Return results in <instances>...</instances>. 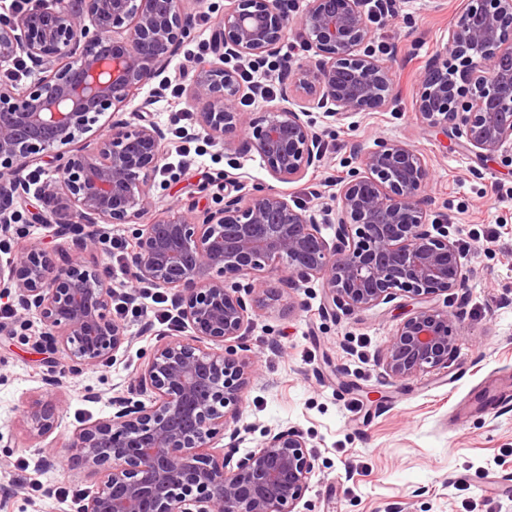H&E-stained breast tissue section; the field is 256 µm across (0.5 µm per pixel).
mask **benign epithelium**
I'll list each match as a JSON object with an SVG mask.
<instances>
[{
    "mask_svg": "<svg viewBox=\"0 0 512 512\" xmlns=\"http://www.w3.org/2000/svg\"><path fill=\"white\" fill-rule=\"evenodd\" d=\"M187 0H67L36 3L0 20V63L27 58L44 68L29 91L0 80V237L11 238L20 209L30 206L20 172L45 158L58 178L37 193L68 214L59 225L75 253L58 263L38 244L0 258V296L19 319L37 315L35 347L54 355L43 380L77 378L106 366L129 343L112 316L115 291L103 271L80 255L98 250L99 223L130 224V280L173 293L189 339L161 337L109 417L76 435L43 461L98 478L81 512H295L309 488L314 457L294 428L270 430L258 448L244 441L243 393L250 362L244 333L251 316L276 305L296 282L316 280L327 305L349 312L412 301L379 355L385 376L402 381L441 367L456 352L460 318L432 300L468 287V268L445 224H429L425 188L431 168L410 144L380 138L354 146L355 166L338 180L336 208L326 211V239L306 207L257 187L247 198L225 195L215 207L170 210L146 224L151 179L164 157L166 133L140 116L112 120L92 151L78 146L99 116L120 109L157 80L179 46L195 35ZM366 0H307L301 16L304 62L289 71L279 103L251 119L229 56L277 55L290 27L285 0H232L212 35L218 62L198 67L178 94L200 107L198 123L212 143L245 137L278 181L290 183L324 158L310 121L322 109L340 122L385 107L390 69L370 48ZM512 0H462L445 50L455 61L430 63L420 78L415 115L451 134L482 162L512 164ZM249 278L245 285L236 279ZM210 341L216 347H207ZM59 412L35 401L22 414L29 438L57 427Z\"/></svg>",
    "mask_w": 512,
    "mask_h": 512,
    "instance_id": "obj_1",
    "label": "benign epithelium"
}]
</instances>
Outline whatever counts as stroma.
I'll list each match as a JSON object with an SVG mask.
<instances>
[{
	"instance_id": "stroma-1",
	"label": "stroma",
	"mask_w": 512,
	"mask_h": 512,
	"mask_svg": "<svg viewBox=\"0 0 512 512\" xmlns=\"http://www.w3.org/2000/svg\"><path fill=\"white\" fill-rule=\"evenodd\" d=\"M230 5L191 0L195 37L182 45L165 77L192 75L211 60L212 33ZM458 5L398 0L394 12L371 19L373 48L390 60L394 99L386 109L357 112L341 124L312 110L324 142L320 167L283 183L257 154L239 157L240 193L273 188L318 211L335 207L332 179L352 167V144L368 147L379 137L405 141L431 166L430 218L457 228L469 270L467 292L448 297L449 309L461 315L457 351L446 368L408 380H388L378 363L407 311L401 297L326 317L325 293L314 280L296 290L293 308L255 317L247 328L255 364L243 393L250 432L241 449L257 448L273 428L304 435L315 469L296 512H512V496L492 488L512 481V402L458 409L466 396L479 394L485 379L512 375V168L477 165L445 133L423 127L414 112L419 75L443 52ZM151 101L150 119L172 137L154 175L150 216L191 201L214 205L227 191L223 148L175 137L190 109L185 99ZM126 326L131 341L113 363L52 390L43 382L47 355L23 336L0 335V512H76L73 503L54 496V488L95 492L97 479L87 471L36 467L41 451L22 425V411L34 400L56 404L59 421L49 440L66 451L76 433L109 416L108 397L126 391L157 334H191L181 325L157 323L150 311L128 316ZM89 390L100 400H87Z\"/></svg>"
}]
</instances>
